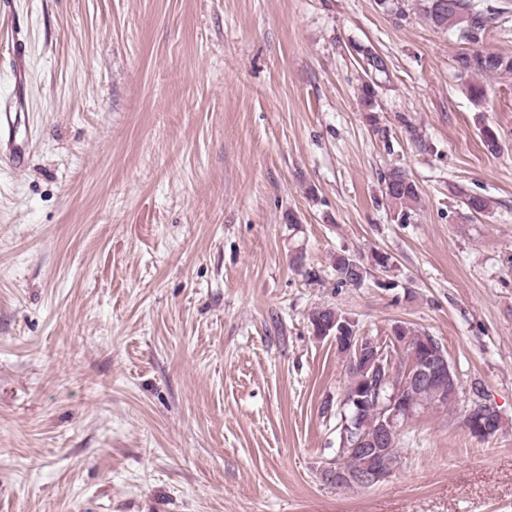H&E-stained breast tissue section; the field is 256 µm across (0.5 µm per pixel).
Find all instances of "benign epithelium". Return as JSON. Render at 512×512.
Listing matches in <instances>:
<instances>
[{"instance_id": "obj_1", "label": "benign epithelium", "mask_w": 512, "mask_h": 512, "mask_svg": "<svg viewBox=\"0 0 512 512\" xmlns=\"http://www.w3.org/2000/svg\"><path fill=\"white\" fill-rule=\"evenodd\" d=\"M336 346L343 348L347 355V364L352 365L364 358L373 359L378 367L390 365L395 352L400 350L404 338L392 335L389 341L384 342L372 336L358 334L356 328L344 325L330 335ZM436 377L448 378V383L455 384L451 378L450 362L443 346L436 342L425 344V347L411 355L408 366V377L401 386L385 394L381 399L382 437L379 440L363 441L358 438L354 429L355 418L343 417L341 444L349 446L352 452H370L377 459L376 465L361 477L364 485L370 486L385 480L392 473V465L388 463L380 446L401 429V426L414 416V410L403 397L406 392L418 389ZM473 405L482 408V418L474 419V409L468 407L464 411L463 423L469 433L479 439L487 440L493 437L494 418L498 414L497 408L486 400L479 398L473 400Z\"/></svg>"}]
</instances>
